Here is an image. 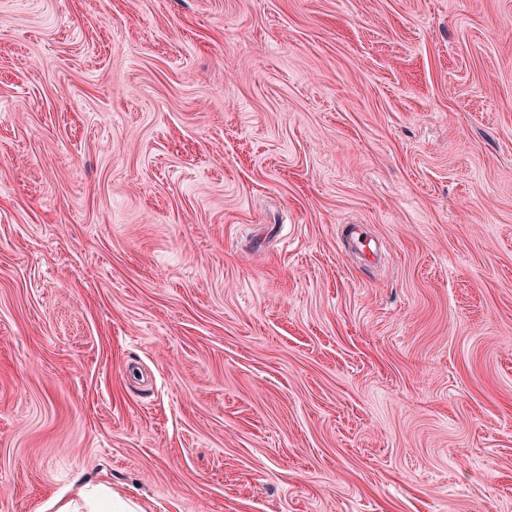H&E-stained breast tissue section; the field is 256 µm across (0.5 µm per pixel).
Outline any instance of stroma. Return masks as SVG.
<instances>
[{"label":"stroma","instance_id":"stroma-1","mask_svg":"<svg viewBox=\"0 0 512 512\" xmlns=\"http://www.w3.org/2000/svg\"><path fill=\"white\" fill-rule=\"evenodd\" d=\"M102 482L512 512V0H0V512Z\"/></svg>","mask_w":512,"mask_h":512}]
</instances>
